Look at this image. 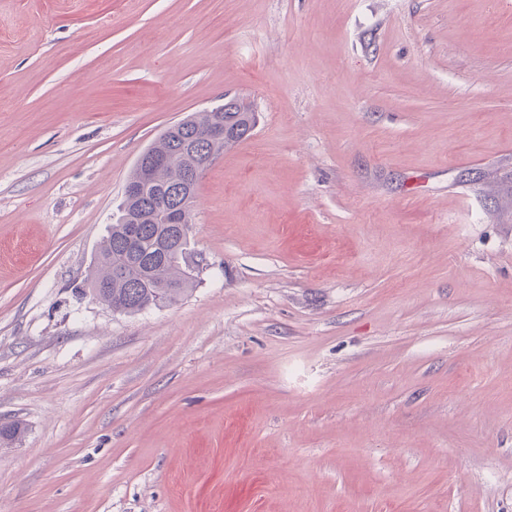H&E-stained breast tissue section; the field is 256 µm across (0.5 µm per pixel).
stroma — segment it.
<instances>
[{
    "label": "stroma",
    "mask_w": 512,
    "mask_h": 512,
    "mask_svg": "<svg viewBox=\"0 0 512 512\" xmlns=\"http://www.w3.org/2000/svg\"><path fill=\"white\" fill-rule=\"evenodd\" d=\"M194 285L86 279L225 98ZM0 512H512V0H0Z\"/></svg>",
    "instance_id": "35a3bbf8"
}]
</instances>
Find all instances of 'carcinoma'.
<instances>
[{
  "mask_svg": "<svg viewBox=\"0 0 512 512\" xmlns=\"http://www.w3.org/2000/svg\"><path fill=\"white\" fill-rule=\"evenodd\" d=\"M221 121L237 139L216 148L222 152L240 143L256 124L251 105L239 99L225 109L218 107L181 120L178 130L170 128L150 150L165 151L174 157L139 200L124 198L116 221L109 225L94 258L90 292L112 309L135 314L152 306L173 303L193 284L194 267L189 261L188 234L180 225L169 223V214L180 210L177 195L182 169L192 157L182 153L183 139L190 138L212 123Z\"/></svg>",
  "mask_w": 512,
  "mask_h": 512,
  "instance_id": "carcinoma-1",
  "label": "carcinoma"
}]
</instances>
